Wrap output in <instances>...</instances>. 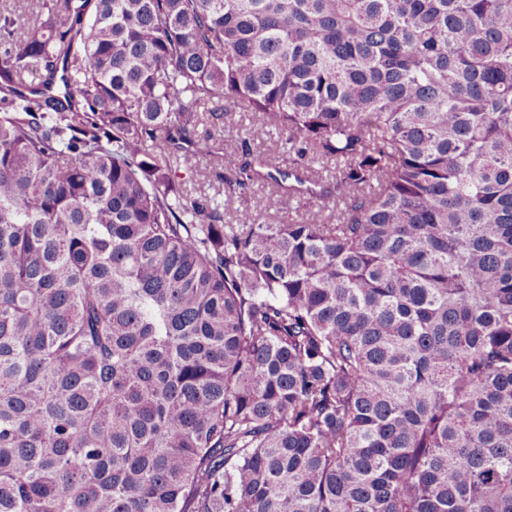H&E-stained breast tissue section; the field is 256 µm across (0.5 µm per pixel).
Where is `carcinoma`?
Returning a JSON list of instances; mask_svg holds the SVG:
<instances>
[{"label": "carcinoma", "instance_id": "carcinoma-1", "mask_svg": "<svg viewBox=\"0 0 512 512\" xmlns=\"http://www.w3.org/2000/svg\"><path fill=\"white\" fill-rule=\"evenodd\" d=\"M33 5L0 0V512H512V0ZM215 100L292 168L189 195ZM259 180L276 224L232 208Z\"/></svg>", "mask_w": 512, "mask_h": 512}]
</instances>
